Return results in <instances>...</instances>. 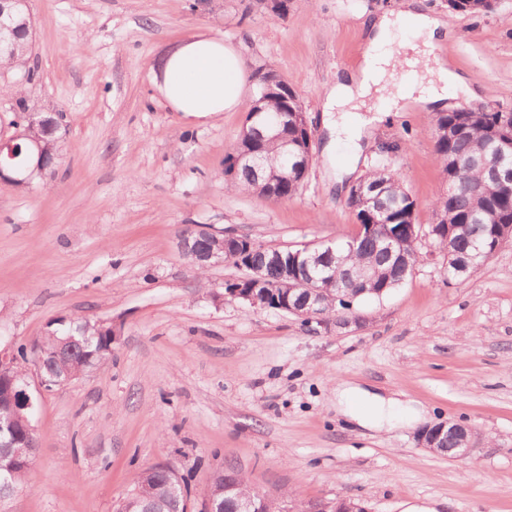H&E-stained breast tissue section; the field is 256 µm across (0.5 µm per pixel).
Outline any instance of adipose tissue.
<instances>
[{
    "instance_id": "1",
    "label": "adipose tissue",
    "mask_w": 512,
    "mask_h": 512,
    "mask_svg": "<svg viewBox=\"0 0 512 512\" xmlns=\"http://www.w3.org/2000/svg\"><path fill=\"white\" fill-rule=\"evenodd\" d=\"M422 35L410 54L387 51L386 45L401 22ZM368 47L357 73L337 83L328 93L325 111H343L364 106L368 97L395 102L391 78L405 69L425 102H439L449 92L466 91V81L454 71L431 64L433 49L441 34L434 16L413 8L384 13L368 23ZM246 68L239 51L222 38L197 33L183 39L160 59L154 73V87L167 106L187 117H204L245 108Z\"/></svg>"
}]
</instances>
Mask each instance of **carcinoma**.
Wrapping results in <instances>:
<instances>
[{
	"mask_svg": "<svg viewBox=\"0 0 512 512\" xmlns=\"http://www.w3.org/2000/svg\"><path fill=\"white\" fill-rule=\"evenodd\" d=\"M264 11L277 15L288 12L289 0H252ZM494 7L492 0H459L454 9L466 14H485ZM27 43L16 37L7 48L0 47V67L19 69L27 62ZM255 92L247 109L246 124L238 142L225 158L224 175L232 189L252 191L260 196L289 199L302 190L307 169H286V153L295 160L306 159L309 135L305 128L303 105L299 95L284 84V78L267 66L254 72ZM288 112V121L279 122V113ZM42 112H32L25 130L40 136L51 150H56V134L40 125ZM440 126L451 125V137L435 140L436 152L442 163L445 181L455 185L451 194L438 197L433 208L436 223L432 227L436 246L448 255V279L459 278L458 265L465 263L474 269L484 263L489 250L511 246L512 238L500 232L503 224L512 225V186L495 181L487 163L493 157L512 160V118L504 112L469 111L463 108L443 112L435 117ZM363 191L348 198L356 222L387 224L394 234L393 249L410 255L411 264L418 262L416 246L412 244L410 228L415 223L416 201L407 191L400 173L378 164L361 179ZM336 249V281L324 295L322 306L327 317L336 314L341 302L336 300V287L348 289V294L363 298L378 297L377 291L401 286L411 269L391 257L376 237L363 231L355 248L348 241L333 243ZM288 260L297 262L298 272L314 275V266L305 265L306 246L289 249ZM253 264L265 269L270 277L279 268L270 261L271 253L259 247L249 253ZM69 337L76 339L73 348L62 357L55 350ZM45 356L43 373L55 380L76 378L93 365L112 357V336L99 321L83 318L59 323L32 345L17 349L23 363L35 350ZM27 449L12 448L0 458V485H18L31 469L34 459L26 456ZM176 472L164 465H154L139 472L134 489L119 504L117 512H187V501L173 492ZM236 489L229 490L230 485ZM246 493L244 479L235 470H220L213 476L209 499L216 512H234L237 493Z\"/></svg>",
	"mask_w": 512,
	"mask_h": 512,
	"instance_id": "obj_1",
	"label": "carcinoma"
}]
</instances>
